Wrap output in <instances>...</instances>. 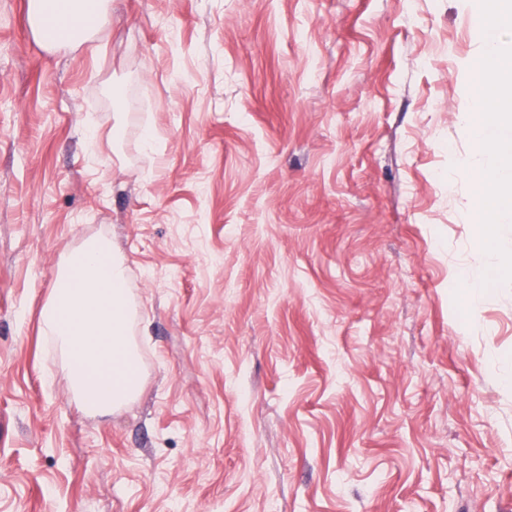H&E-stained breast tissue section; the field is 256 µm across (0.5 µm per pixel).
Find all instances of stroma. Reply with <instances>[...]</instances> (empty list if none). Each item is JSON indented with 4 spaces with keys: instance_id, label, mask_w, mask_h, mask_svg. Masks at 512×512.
Instances as JSON below:
<instances>
[{
    "instance_id": "35a3bbf8",
    "label": "stroma",
    "mask_w": 512,
    "mask_h": 512,
    "mask_svg": "<svg viewBox=\"0 0 512 512\" xmlns=\"http://www.w3.org/2000/svg\"><path fill=\"white\" fill-rule=\"evenodd\" d=\"M478 0H0V512H512V283L466 168ZM123 258L140 395L74 401L62 261ZM105 0H30V11L40 38L45 44L70 41L83 31L97 27ZM54 32V38L61 39L48 43L44 35L46 24Z\"/></svg>"
}]
</instances>
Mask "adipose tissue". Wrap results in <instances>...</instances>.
Here are the masks:
<instances>
[{
    "instance_id": "ef3b65f1",
    "label": "adipose tissue",
    "mask_w": 512,
    "mask_h": 512,
    "mask_svg": "<svg viewBox=\"0 0 512 512\" xmlns=\"http://www.w3.org/2000/svg\"><path fill=\"white\" fill-rule=\"evenodd\" d=\"M105 0H30L38 35L53 31L55 38L69 41L97 27Z\"/></svg>"
}]
</instances>
